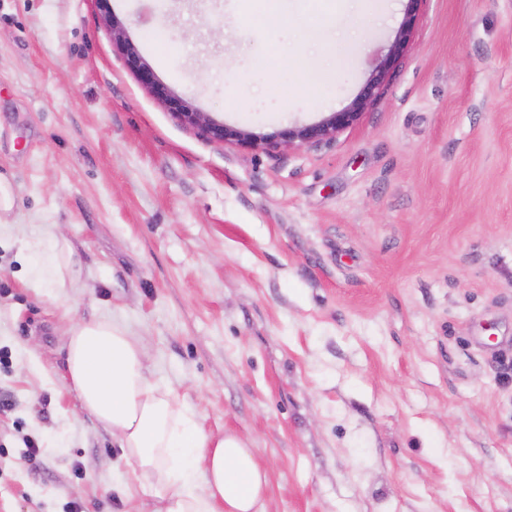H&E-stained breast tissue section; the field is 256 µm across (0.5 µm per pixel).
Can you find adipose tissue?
Masks as SVG:
<instances>
[{
    "label": "adipose tissue",
    "instance_id": "obj_1",
    "mask_svg": "<svg viewBox=\"0 0 512 512\" xmlns=\"http://www.w3.org/2000/svg\"><path fill=\"white\" fill-rule=\"evenodd\" d=\"M67 334L69 382L118 439L159 512H264L267 476L251 448L208 432L173 387L150 380L144 341L108 318Z\"/></svg>",
    "mask_w": 512,
    "mask_h": 512
}]
</instances>
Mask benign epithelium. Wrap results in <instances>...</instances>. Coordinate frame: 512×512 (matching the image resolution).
<instances>
[{"label": "benign epithelium", "instance_id": "obj_1", "mask_svg": "<svg viewBox=\"0 0 512 512\" xmlns=\"http://www.w3.org/2000/svg\"><path fill=\"white\" fill-rule=\"evenodd\" d=\"M418 2L419 0H409L407 19L396 35L388 55L377 66L376 74L369 79L364 92L348 108L341 112L331 113L329 117L317 124L288 128L280 132L277 138L288 146L296 142L300 144L319 142L335 136L338 131L350 126L357 119L360 111L368 104L373 91L379 86L385 73L391 67L392 62L407 45L414 18V10ZM106 21L112 29L113 38L124 48L126 63L129 68L138 72L143 80H150L151 73L144 64L136 46L127 41L123 25L111 14L106 16ZM175 115L181 121L200 128L213 140L220 142L235 141L241 145L249 146L255 143V138L252 134L217 122L204 112H193L180 103L175 107Z\"/></svg>", "mask_w": 512, "mask_h": 512}]
</instances>
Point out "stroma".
I'll return each instance as SVG.
<instances>
[{
	"label": "stroma",
	"instance_id": "obj_1",
	"mask_svg": "<svg viewBox=\"0 0 512 512\" xmlns=\"http://www.w3.org/2000/svg\"><path fill=\"white\" fill-rule=\"evenodd\" d=\"M277 8L328 18L314 86L244 0H0V512H147L68 385L64 331L100 317L248 440L266 512H512V0H419L359 119L290 147L361 93L407 0ZM106 21L112 29L113 38L124 48L126 63L129 68L138 72L143 80L150 81L151 73L144 64L136 46L133 43L127 41L123 25L115 16L111 14L106 16ZM175 105L177 106L175 107L177 112H174V114L181 121L199 127L210 139L220 142L235 141L238 144L249 146L255 143L253 135L244 130L217 122L204 112H193L186 109V106L181 103H175Z\"/></svg>",
	"mask_w": 512,
	"mask_h": 512
}]
</instances>
